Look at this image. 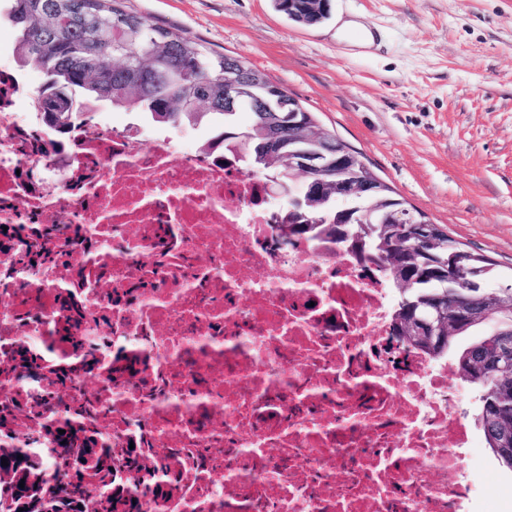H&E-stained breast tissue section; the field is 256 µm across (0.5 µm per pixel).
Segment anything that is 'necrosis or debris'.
I'll use <instances>...</instances> for the list:
<instances>
[{
	"label": "necrosis or debris",
	"instance_id": "necrosis-or-debris-1",
	"mask_svg": "<svg viewBox=\"0 0 512 512\" xmlns=\"http://www.w3.org/2000/svg\"><path fill=\"white\" fill-rule=\"evenodd\" d=\"M36 92L0 67V495L26 471L61 512H471L456 370L391 345L384 273L288 238L240 163L54 132Z\"/></svg>",
	"mask_w": 512,
	"mask_h": 512
}]
</instances>
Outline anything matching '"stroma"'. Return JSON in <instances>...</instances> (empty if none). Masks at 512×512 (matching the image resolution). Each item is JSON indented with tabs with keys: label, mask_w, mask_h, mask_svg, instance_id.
<instances>
[{
	"label": "stroma",
	"mask_w": 512,
	"mask_h": 512,
	"mask_svg": "<svg viewBox=\"0 0 512 512\" xmlns=\"http://www.w3.org/2000/svg\"><path fill=\"white\" fill-rule=\"evenodd\" d=\"M148 22L246 61L449 237L512 279V0H331L304 26L272 0H127ZM377 44L338 35L344 22ZM464 467L500 512L512 470L476 436Z\"/></svg>",
	"instance_id": "stroma-1"
}]
</instances>
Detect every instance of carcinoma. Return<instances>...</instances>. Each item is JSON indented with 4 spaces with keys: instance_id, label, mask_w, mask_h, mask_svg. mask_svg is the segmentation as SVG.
<instances>
[{
    "instance_id": "cac0c4a2",
    "label": "carcinoma",
    "mask_w": 512,
    "mask_h": 512,
    "mask_svg": "<svg viewBox=\"0 0 512 512\" xmlns=\"http://www.w3.org/2000/svg\"><path fill=\"white\" fill-rule=\"evenodd\" d=\"M126 0H10L8 17L17 31L21 63L45 74L39 96L43 121L62 130L51 107L65 91L72 100L107 99L136 109L153 123L182 129L202 123L213 131L207 142L233 146L247 168L293 192L296 169L284 154L291 147L330 152L347 145L325 133L314 136L313 113L300 127L286 113L253 98L255 86L271 85L260 70L237 57L208 50L195 40L151 24L127 9ZM295 22L315 25L329 16L330 0H273ZM112 27V41L102 32ZM238 85L239 103L224 108V79ZM373 191L336 198V174L324 175L322 193L304 192L302 203L283 198L303 215L288 234L331 240L363 253L385 271L399 291L392 337L415 351L441 356L460 336H471L456 357V372L481 391L480 422L486 444L512 469V365L496 359L512 344V283L489 287L493 263L462 248L434 225L433 245H422L403 224H360L356 216L396 212L404 199L351 151Z\"/></svg>"
}]
</instances>
